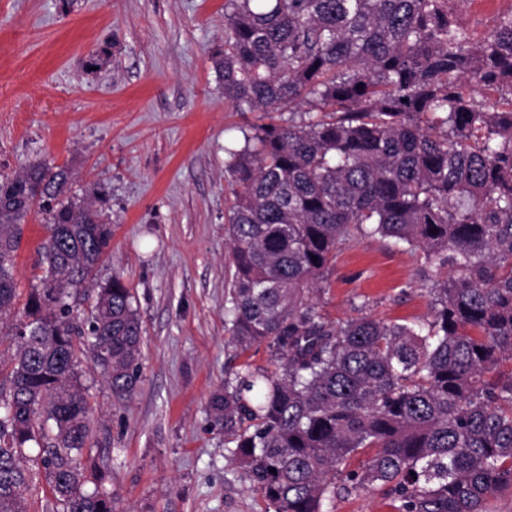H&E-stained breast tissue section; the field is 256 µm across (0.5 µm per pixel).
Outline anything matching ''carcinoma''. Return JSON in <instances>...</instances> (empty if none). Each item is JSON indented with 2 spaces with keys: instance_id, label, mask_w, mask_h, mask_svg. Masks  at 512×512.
I'll use <instances>...</instances> for the list:
<instances>
[{
  "instance_id": "obj_1",
  "label": "carcinoma",
  "mask_w": 512,
  "mask_h": 512,
  "mask_svg": "<svg viewBox=\"0 0 512 512\" xmlns=\"http://www.w3.org/2000/svg\"><path fill=\"white\" fill-rule=\"evenodd\" d=\"M455 2L225 0L224 101L289 116L252 125L225 163L224 327L236 346L266 345L276 369L225 373L209 408L273 512H324L356 489L395 512H488L512 490V10L473 41ZM105 204L72 195L66 167L0 174V316L34 206L48 229L27 320L9 332L16 351L0 359V512H28V461L57 512H115L80 356L133 395L141 321L117 274L89 314L68 303L110 246ZM372 235L448 268L428 316L336 325L322 313L336 250Z\"/></svg>"
}]
</instances>
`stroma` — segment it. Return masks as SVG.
Masks as SVG:
<instances>
[{
  "instance_id": "obj_1",
  "label": "stroma",
  "mask_w": 512,
  "mask_h": 512,
  "mask_svg": "<svg viewBox=\"0 0 512 512\" xmlns=\"http://www.w3.org/2000/svg\"><path fill=\"white\" fill-rule=\"evenodd\" d=\"M224 3L0 0V173L65 165L74 194L105 187L109 252L73 304L87 311L97 285L117 273L142 322L143 374L132 397L113 394L90 355L82 357L97 462L112 475L117 512L266 508L208 412L225 370L272 365L266 347L241 351L224 328V163L259 118L228 110L213 68ZM511 10L512 0H459L456 18L479 40ZM106 43L107 63L86 72ZM47 235L42 215L29 212L14 268L20 294L41 273ZM443 275L421 250L366 237L337 252L320 303L335 322L360 312L420 319Z\"/></svg>"
}]
</instances>
